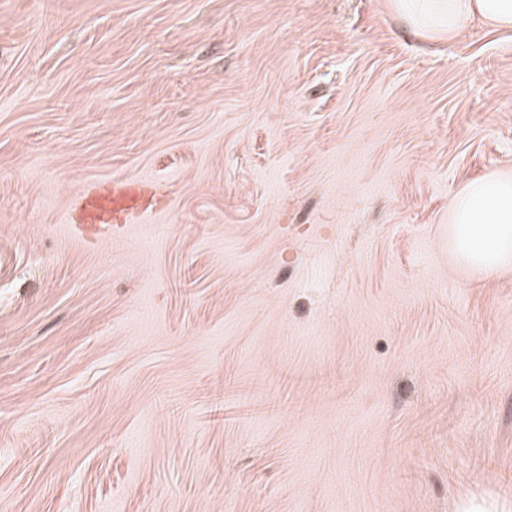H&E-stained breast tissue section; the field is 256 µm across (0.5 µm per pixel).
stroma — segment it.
<instances>
[{
  "mask_svg": "<svg viewBox=\"0 0 512 512\" xmlns=\"http://www.w3.org/2000/svg\"><path fill=\"white\" fill-rule=\"evenodd\" d=\"M512 30L391 0H0V512L512 500ZM166 186L112 236L87 183ZM448 262L488 277L512 268V177L486 175L452 201Z\"/></svg>",
  "mask_w": 512,
  "mask_h": 512,
  "instance_id": "stroma-1",
  "label": "stroma"
}]
</instances>
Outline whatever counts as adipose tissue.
I'll return each instance as SVG.
<instances>
[{
  "instance_id": "adipose-tissue-1",
  "label": "adipose tissue",
  "mask_w": 512,
  "mask_h": 512,
  "mask_svg": "<svg viewBox=\"0 0 512 512\" xmlns=\"http://www.w3.org/2000/svg\"><path fill=\"white\" fill-rule=\"evenodd\" d=\"M417 33L454 38L473 22L512 29V0H391ZM451 265L488 277L512 268V177L486 175L454 197L448 226Z\"/></svg>"
}]
</instances>
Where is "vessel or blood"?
Masks as SVG:
<instances>
[{
	"mask_svg": "<svg viewBox=\"0 0 512 512\" xmlns=\"http://www.w3.org/2000/svg\"><path fill=\"white\" fill-rule=\"evenodd\" d=\"M153 188L141 179H114L92 186L80 200L78 220L83 224H124L131 216L151 210Z\"/></svg>",
	"mask_w": 512,
	"mask_h": 512,
	"instance_id": "1",
	"label": "vessel or blood"
}]
</instances>
